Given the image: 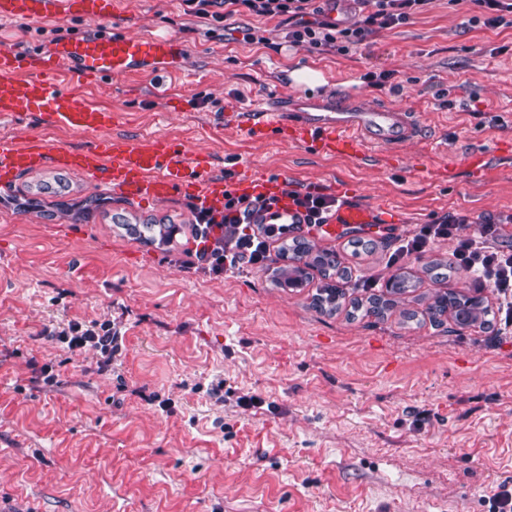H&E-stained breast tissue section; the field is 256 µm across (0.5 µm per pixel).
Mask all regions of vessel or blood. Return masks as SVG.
<instances>
[{
  "instance_id": "1",
  "label": "vessel or blood",
  "mask_w": 512,
  "mask_h": 512,
  "mask_svg": "<svg viewBox=\"0 0 512 512\" xmlns=\"http://www.w3.org/2000/svg\"><path fill=\"white\" fill-rule=\"evenodd\" d=\"M117 0H0V18L51 19L60 13L75 17L111 19ZM184 47L169 38L130 37L104 33L55 42L38 52L0 50V115L37 112L56 126L75 133L104 130L114 116L106 108L86 102L79 94L58 88L53 77L67 71L94 81L104 76L136 75L151 67L164 68L183 56ZM251 138L277 135L285 142L312 148L316 153L354 162L389 163L393 154L423 134L414 113L391 107H371L355 101L348 105L321 104L306 97L281 96L269 107L241 119ZM74 168L98 188H112L131 199L161 201L194 189L200 204L224 201L228 185L208 176L191 161L183 144L145 135L129 141L112 137L91 150L52 146L40 137L0 144V179L44 167ZM268 224H298L295 206L282 201L264 217ZM363 208L340 206L323 230L340 234L347 227L371 223Z\"/></svg>"
}]
</instances>
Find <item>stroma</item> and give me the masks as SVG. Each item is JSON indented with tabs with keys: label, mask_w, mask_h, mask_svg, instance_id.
I'll use <instances>...</instances> for the list:
<instances>
[{
	"label": "stroma",
	"mask_w": 512,
	"mask_h": 512,
	"mask_svg": "<svg viewBox=\"0 0 512 512\" xmlns=\"http://www.w3.org/2000/svg\"><path fill=\"white\" fill-rule=\"evenodd\" d=\"M478 12L472 0H434L344 55L288 43L281 19L201 18L183 0H120L107 24L0 18V49L108 27L185 48L177 71L89 84L56 75L116 113L109 129L0 116V143L42 136L78 150L162 135L228 185L285 178L375 221L333 238L296 225L292 238L335 254L341 270L311 267L304 287L284 288L275 272L294 260L277 242L265 267L233 276L189 265L191 194L147 202L115 191L87 211L103 191L72 169L0 183V512H490L494 493L512 492V332L496 293L483 291L489 326L461 328L427 310L435 293L474 287L448 267L449 243L391 261L413 225L459 212L474 234L512 213V28L472 26ZM303 64L324 79L306 96L401 106L421 138L383 166L251 139L235 116L296 92L285 76ZM369 71L390 78L369 87ZM476 148L492 158L481 177L465 162ZM147 223L181 230L164 247L128 231ZM397 275L414 283L404 303L366 314ZM328 283L341 295L333 312L316 302ZM406 308L416 321L403 323ZM76 324L121 336L110 366L58 342ZM44 365L56 383L37 378ZM243 395L260 406L243 409Z\"/></svg>",
	"instance_id": "stroma-1"
}]
</instances>
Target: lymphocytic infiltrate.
I'll return each mask as SVG.
<instances>
[{
    "label": "lymphocytic infiltrate",
    "mask_w": 512,
    "mask_h": 512,
    "mask_svg": "<svg viewBox=\"0 0 512 512\" xmlns=\"http://www.w3.org/2000/svg\"><path fill=\"white\" fill-rule=\"evenodd\" d=\"M198 15L206 14L209 6L220 3L225 15L234 14L245 7L251 14L292 19L287 38L317 52H345L362 44L379 29H389L409 21L423 11L432 0H362L369 8L367 15L344 25L320 19L321 9L316 0H185ZM280 203L278 196L255 199L225 192L222 211L205 208L196 215L198 224L224 236L223 250L209 245L197 248L200 260L212 261L214 268L236 272L246 267L262 266L268 258L270 241L279 239L289 231L285 224L257 223L258 215L272 210ZM512 223V216L485 219L479 234H467L468 216L447 214L431 223L401 236L394 254L395 259L427 254L434 244L447 242L455 265L467 269L475 281L491 288L500 299V310L512 315V250L505 252L491 246V239L499 236L504 224Z\"/></svg>",
    "instance_id": "1"
}]
</instances>
